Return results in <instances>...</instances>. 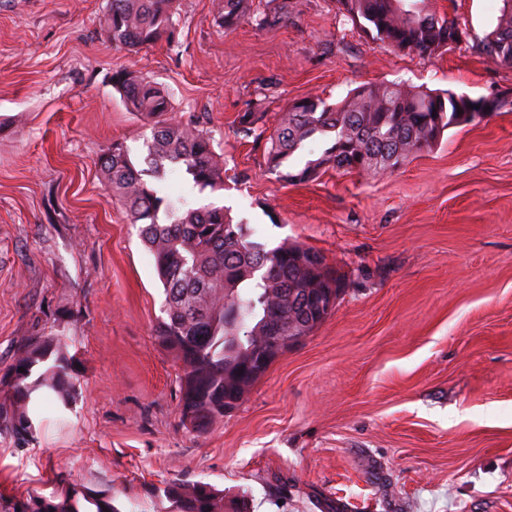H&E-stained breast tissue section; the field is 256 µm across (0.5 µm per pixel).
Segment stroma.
I'll use <instances>...</instances> for the list:
<instances>
[{
    "instance_id": "35a3bbf8",
    "label": "stroma",
    "mask_w": 512,
    "mask_h": 512,
    "mask_svg": "<svg viewBox=\"0 0 512 512\" xmlns=\"http://www.w3.org/2000/svg\"><path fill=\"white\" fill-rule=\"evenodd\" d=\"M425 4L468 32L429 60L336 0H259L274 23L233 30L212 0H177L174 39L137 51L104 34L108 0H0V390L24 340L75 356L68 401L47 395L25 437L0 432V512L34 490L124 503L176 478L251 512H512V65L479 48L503 0ZM119 68L158 82L224 159L223 190L172 174L167 195L229 208L253 240L317 249L345 277L332 316L203 434L182 424V369L153 335L152 254L99 166L115 142L141 161L151 136ZM381 83L501 103L398 169L297 185L238 127Z\"/></svg>"
}]
</instances>
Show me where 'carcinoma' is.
<instances>
[{
  "label": "carcinoma",
  "instance_id": "carcinoma-1",
  "mask_svg": "<svg viewBox=\"0 0 512 512\" xmlns=\"http://www.w3.org/2000/svg\"><path fill=\"white\" fill-rule=\"evenodd\" d=\"M341 14L372 38L398 51L431 59L448 49V32L466 35L453 18L425 10L421 0H336ZM218 20L226 29L251 17L249 0H218ZM175 0H109L104 30L112 43L136 49L176 31ZM483 52L512 64V0L504 6L482 42ZM112 86L127 107L152 121L139 167L121 143L100 156L109 196L125 205L132 223L154 257L165 293V317L154 335L158 345L182 367L180 415L183 424L205 433L224 417V400L236 397L231 373L256 361L273 327L288 319L303 327L326 320L320 301L306 296L343 282V275L319 251L282 242L269 248L252 241L243 224L222 207H193L161 195L159 184L172 172L194 186L224 188V165L209 134L196 125L173 122L168 95L155 83L128 70L112 73ZM466 99L451 91L432 93L402 84L368 85L331 106L317 94L290 103L268 136L269 169L287 183L314 180L326 168L378 175L404 165L432 148L441 133L472 118L460 111ZM325 139L329 147L295 172L282 166L305 144ZM170 222H159V213ZM61 339L20 345L10 368V384L0 397V431L21 436L31 428V408L42 392L65 401L73 389ZM44 365L37 378L34 369ZM24 371H19V368ZM163 495L173 512H250L244 499L227 501L205 482L174 479ZM32 512H121L112 493L68 485L44 495L28 494Z\"/></svg>",
  "mask_w": 512,
  "mask_h": 512
}]
</instances>
